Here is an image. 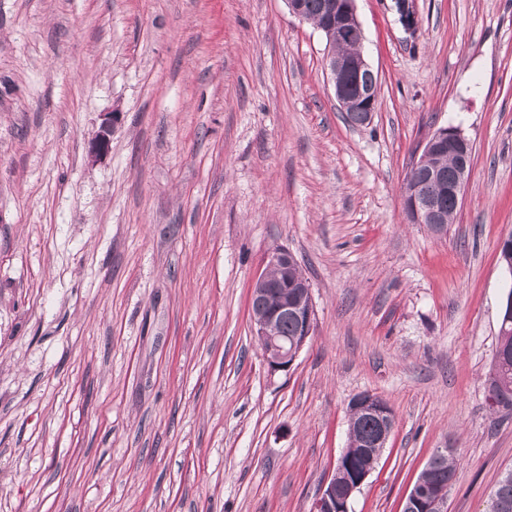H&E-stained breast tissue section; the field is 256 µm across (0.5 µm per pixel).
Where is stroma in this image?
Listing matches in <instances>:
<instances>
[{
    "mask_svg": "<svg viewBox=\"0 0 512 512\" xmlns=\"http://www.w3.org/2000/svg\"><path fill=\"white\" fill-rule=\"evenodd\" d=\"M356 0L378 76L351 125L286 0H0V512H312L370 392L395 428L353 502L448 512L512 470L486 379L512 272V0ZM110 149H88L106 113ZM453 126L446 237L402 187ZM285 248L311 339L269 373L248 308ZM452 451L453 449L450 448L434 449L425 470L430 469V461L442 459H445L442 465L448 467V469L441 468L440 471L436 472V477L434 474L425 476L424 481L426 483L434 482L436 478L437 485L434 487H427L422 482L417 481L405 500L403 512H447L446 489L447 487L449 489L456 479V473L449 470H456L457 465L454 455H448V452Z\"/></svg>",
    "mask_w": 512,
    "mask_h": 512,
    "instance_id": "stroma-1",
    "label": "stroma"
}]
</instances>
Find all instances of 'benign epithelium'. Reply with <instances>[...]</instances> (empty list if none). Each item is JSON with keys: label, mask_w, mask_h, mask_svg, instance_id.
Listing matches in <instances>:
<instances>
[{"label": "benign epithelium", "mask_w": 512, "mask_h": 512, "mask_svg": "<svg viewBox=\"0 0 512 512\" xmlns=\"http://www.w3.org/2000/svg\"><path fill=\"white\" fill-rule=\"evenodd\" d=\"M355 2L327 0L326 22L321 30L328 42L348 40L362 44L363 30ZM326 69L341 110L358 113L364 124L370 122L376 111V80L362 51L357 50L348 57L331 54L327 57ZM117 120L116 113L106 118L102 134L92 143L93 157L100 158L108 152L109 134ZM450 142L455 143L460 151L455 179L451 182L441 170L429 165L431 155L446 148ZM468 144L469 139L459 129L448 126L438 129L429 137L421 155L411 165L403 187L405 210L411 223L427 225L430 232L439 238L448 233L441 203L446 188H451L457 196L461 195L471 175L472 156L468 153ZM295 263L296 259L290 251H275L268 257L266 272L255 280L251 290L249 307L252 328L261 343L264 363L272 374L286 372L292 367L315 330V308L310 285L304 275L299 273L291 281L272 278V272H286ZM289 316L303 323L301 335L290 338L281 335L280 322ZM511 361L512 355L500 349L495 351L491 371L495 383L487 387L490 403L494 407L499 408L512 401V391L500 384L502 372ZM350 410L376 424L375 440L369 442L368 446L385 448L395 426L394 413L388 404L373 394L361 393L351 400ZM370 473L368 468L360 472L341 494L336 492V476H331L322 486L313 512H351L352 500ZM455 479V472L442 468L436 472L437 485L427 487L420 481L416 482L405 500L403 512H447L446 489L451 487Z\"/></svg>", "instance_id": "1"}]
</instances>
